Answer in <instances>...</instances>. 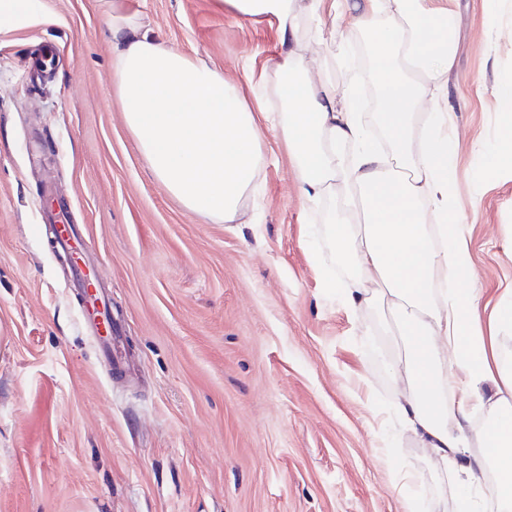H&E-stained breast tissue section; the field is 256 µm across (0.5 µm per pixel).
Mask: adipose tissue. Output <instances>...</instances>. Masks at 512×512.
<instances>
[{
  "label": "adipose tissue",
  "instance_id": "obj_1",
  "mask_svg": "<svg viewBox=\"0 0 512 512\" xmlns=\"http://www.w3.org/2000/svg\"><path fill=\"white\" fill-rule=\"evenodd\" d=\"M237 15L274 19L283 53L276 91L286 112L267 113L292 152L307 199L340 196L329 213L338 257L357 277L349 311L376 302L388 311L405 350L393 366L397 409L435 464L473 476L494 466L503 508L512 507V364L497 350L512 334V302L501 304L488 333L477 327L470 247L461 231L425 221L427 211H456L450 115L426 112V81L454 65L455 13L428 0H354L349 24L380 25L373 44L379 74L377 147L361 121L354 89L337 94L313 82L304 24L326 26V0H225ZM112 77L124 120L158 181L187 210L232 223L247 192L257 190L261 135L249 106L223 71L158 42L137 13L113 0ZM464 373L455 399L443 379ZM486 410L483 453L468 449L466 408Z\"/></svg>",
  "mask_w": 512,
  "mask_h": 512
}]
</instances>
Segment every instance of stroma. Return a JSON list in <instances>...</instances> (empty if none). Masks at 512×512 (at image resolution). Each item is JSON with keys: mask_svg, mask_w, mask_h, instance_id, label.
<instances>
[{"mask_svg": "<svg viewBox=\"0 0 512 512\" xmlns=\"http://www.w3.org/2000/svg\"><path fill=\"white\" fill-rule=\"evenodd\" d=\"M160 43L223 70L261 132L258 193L218 224L154 177L112 85L102 0H36L0 29V512H497L485 473L437 468L393 406L402 353L382 314L346 308L322 270L347 280L328 240L327 201L300 194L294 160L265 119L280 60L276 23L216 0H127ZM455 67L426 106L452 102L460 210L482 319L512 290V167L491 164L512 80V16L454 0ZM352 31L310 29L316 78L370 89L347 64ZM55 47L52 77L26 60ZM269 86L266 97L253 94ZM70 207L107 289L119 354L112 378L79 290L39 214Z\"/></svg>", "mask_w": 512, "mask_h": 512, "instance_id": "stroma-1", "label": "stroma"}]
</instances>
